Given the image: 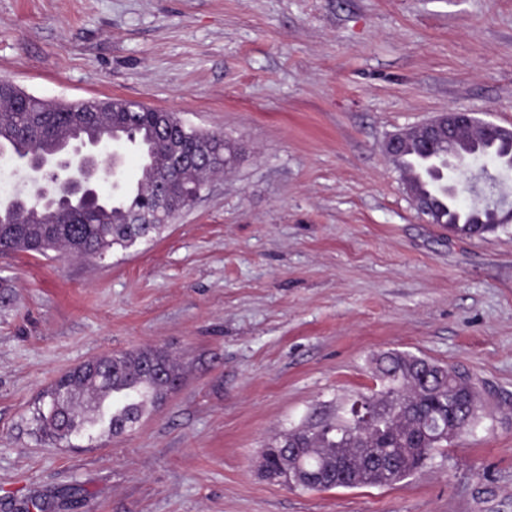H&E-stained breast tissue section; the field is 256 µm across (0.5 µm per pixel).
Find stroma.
<instances>
[{"label": "stroma", "instance_id": "35a3bbf8", "mask_svg": "<svg viewBox=\"0 0 512 512\" xmlns=\"http://www.w3.org/2000/svg\"><path fill=\"white\" fill-rule=\"evenodd\" d=\"M0 77L239 149L153 242L0 253V512H512V225L426 223L382 148L451 109L512 127V0H0ZM149 346L182 379L135 431L40 437L56 377ZM393 350L468 370L478 424L391 486L262 477Z\"/></svg>", "mask_w": 512, "mask_h": 512}]
</instances>
